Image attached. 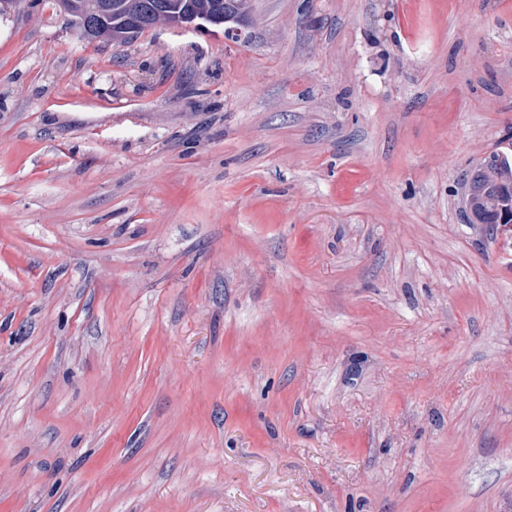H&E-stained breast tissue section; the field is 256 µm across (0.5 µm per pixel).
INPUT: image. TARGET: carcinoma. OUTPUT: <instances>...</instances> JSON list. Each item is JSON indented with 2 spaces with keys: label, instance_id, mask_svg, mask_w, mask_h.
Masks as SVG:
<instances>
[{
  "label": "carcinoma",
  "instance_id": "carcinoma-1",
  "mask_svg": "<svg viewBox=\"0 0 512 512\" xmlns=\"http://www.w3.org/2000/svg\"><path fill=\"white\" fill-rule=\"evenodd\" d=\"M112 9L103 15H93L88 24H79L83 38L108 40L119 45L153 28L169 24L174 15L217 14L235 16L244 21L249 0H111ZM470 188L475 211L474 224H496L512 207V165L492 160L481 165L462 183Z\"/></svg>",
  "mask_w": 512,
  "mask_h": 512
}]
</instances>
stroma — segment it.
<instances>
[{"mask_svg": "<svg viewBox=\"0 0 512 512\" xmlns=\"http://www.w3.org/2000/svg\"><path fill=\"white\" fill-rule=\"evenodd\" d=\"M0 14V512H512V0ZM107 14L92 15L88 24L76 26L87 41L108 40L128 43L135 34L158 24H170L175 14H217L235 16L243 22L248 15V0H111ZM138 27L129 33L132 26ZM129 39V40H128ZM494 156L495 160L481 165L461 186L464 187L463 194L468 185L472 192L475 211L471 224H495L492 226L497 235L512 229V222L504 224L501 219L510 208L512 166L498 162L497 155Z\"/></svg>", "mask_w": 512, "mask_h": 512, "instance_id": "1", "label": "stroma"}]
</instances>
